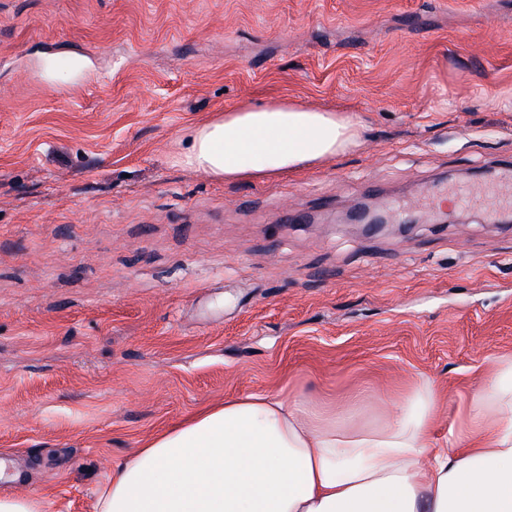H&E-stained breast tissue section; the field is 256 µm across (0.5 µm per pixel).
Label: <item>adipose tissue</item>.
Wrapping results in <instances>:
<instances>
[{"label":"adipose tissue","instance_id":"adipose-tissue-1","mask_svg":"<svg viewBox=\"0 0 512 512\" xmlns=\"http://www.w3.org/2000/svg\"><path fill=\"white\" fill-rule=\"evenodd\" d=\"M355 121L294 100L225 111L196 130L188 164L216 180L262 179L354 145ZM434 428L443 401L418 378L380 422L352 408L247 394L149 438L100 488L96 512H512V356Z\"/></svg>","mask_w":512,"mask_h":512}]
</instances>
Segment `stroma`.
<instances>
[{"label": "stroma", "mask_w": 512, "mask_h": 512, "mask_svg": "<svg viewBox=\"0 0 512 512\" xmlns=\"http://www.w3.org/2000/svg\"><path fill=\"white\" fill-rule=\"evenodd\" d=\"M285 98L356 146L266 180L185 164L196 127ZM507 164L512 0H0V494L94 512L143 440L248 393L361 391L373 421L422 376L456 421L512 354V226L335 216Z\"/></svg>", "instance_id": "35a3bbf8"}]
</instances>
